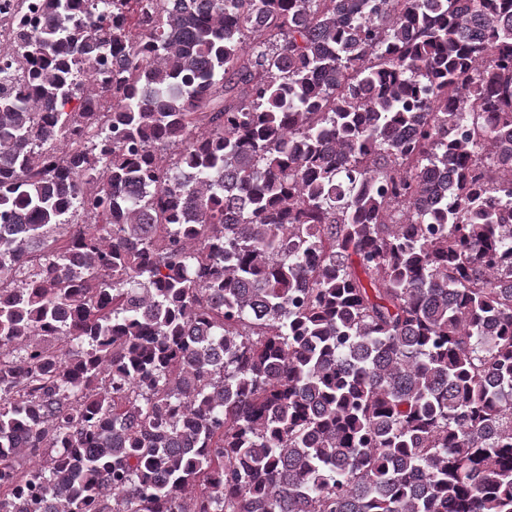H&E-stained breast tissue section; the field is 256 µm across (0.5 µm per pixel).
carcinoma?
Returning a JSON list of instances; mask_svg holds the SVG:
<instances>
[{
    "mask_svg": "<svg viewBox=\"0 0 512 512\" xmlns=\"http://www.w3.org/2000/svg\"><path fill=\"white\" fill-rule=\"evenodd\" d=\"M13 13L0 512H512V0Z\"/></svg>",
    "mask_w": 512,
    "mask_h": 512,
    "instance_id": "1",
    "label": "carcinoma"
}]
</instances>
